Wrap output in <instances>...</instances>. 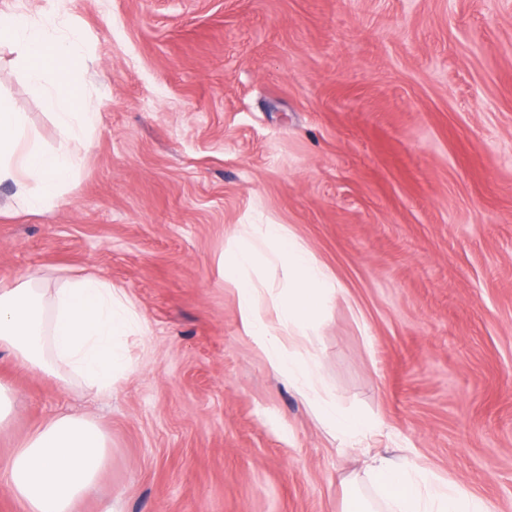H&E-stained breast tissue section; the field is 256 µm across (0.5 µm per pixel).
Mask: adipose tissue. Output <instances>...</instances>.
I'll return each instance as SVG.
<instances>
[{"label": "adipose tissue", "mask_w": 512, "mask_h": 512, "mask_svg": "<svg viewBox=\"0 0 512 512\" xmlns=\"http://www.w3.org/2000/svg\"><path fill=\"white\" fill-rule=\"evenodd\" d=\"M219 275L236 294L243 335L303 398L328 436L350 446L377 431L371 416L343 408L321 385L322 330L347 291L289 227L242 225L224 250ZM264 295L266 308L259 303ZM146 333L126 293L94 273L55 288L30 280L0 288V350L37 375L79 378L111 394L135 369L133 338ZM108 464L102 428L84 416L59 414L0 460V488L19 512H81ZM371 480L386 512H490L473 493L421 472L408 459L374 458Z\"/></svg>", "instance_id": "ef3b65f1"}]
</instances>
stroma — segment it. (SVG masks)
Listing matches in <instances>:
<instances>
[{"instance_id": "obj_1", "label": "stroma", "mask_w": 512, "mask_h": 512, "mask_svg": "<svg viewBox=\"0 0 512 512\" xmlns=\"http://www.w3.org/2000/svg\"><path fill=\"white\" fill-rule=\"evenodd\" d=\"M86 36L99 114L47 212L0 216V284L85 271L145 319L103 397L16 369L24 432L92 417L110 465L85 512H339L373 455L512 512V0H0ZM0 47V91L58 131ZM283 224L348 291L320 374L377 418L347 448L241 332L218 277L241 224Z\"/></svg>"}]
</instances>
